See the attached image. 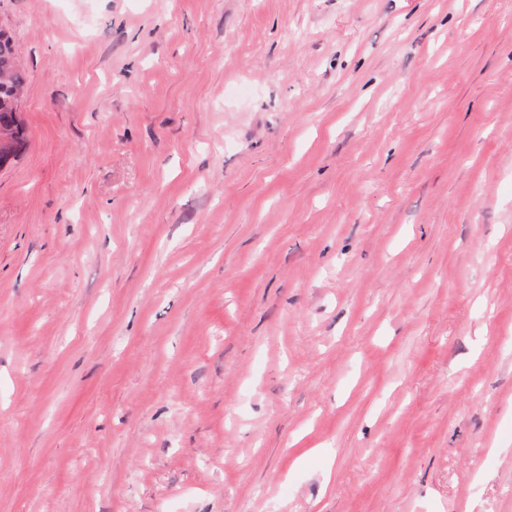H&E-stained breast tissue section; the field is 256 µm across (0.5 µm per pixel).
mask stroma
I'll list each match as a JSON object with an SVG mask.
<instances>
[{
    "label": "stroma",
    "instance_id": "obj_1",
    "mask_svg": "<svg viewBox=\"0 0 512 512\" xmlns=\"http://www.w3.org/2000/svg\"><path fill=\"white\" fill-rule=\"evenodd\" d=\"M0 30V512H512V0ZM25 77L16 65V50L12 39L0 32V166L15 159L25 146L24 130L17 115L19 97Z\"/></svg>",
    "mask_w": 512,
    "mask_h": 512
}]
</instances>
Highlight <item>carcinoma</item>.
Returning a JSON list of instances; mask_svg holds the SVG:
<instances>
[{"label":"carcinoma","mask_w":512,"mask_h":512,"mask_svg":"<svg viewBox=\"0 0 512 512\" xmlns=\"http://www.w3.org/2000/svg\"><path fill=\"white\" fill-rule=\"evenodd\" d=\"M25 77L16 65V50L12 39L0 32V166L15 159L25 146L24 130L17 115L19 97Z\"/></svg>","instance_id":"cac0c4a2"}]
</instances>
